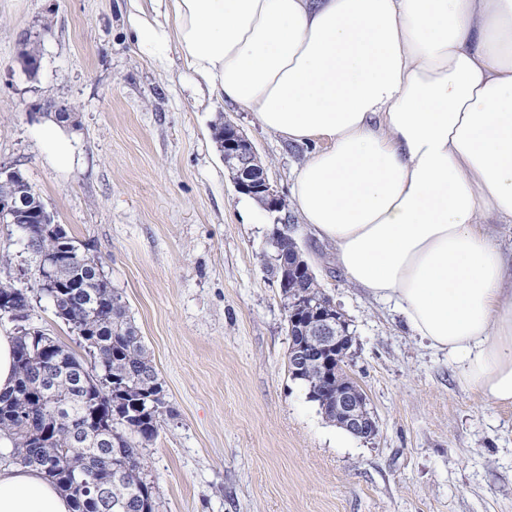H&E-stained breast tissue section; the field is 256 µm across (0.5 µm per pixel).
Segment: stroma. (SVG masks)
Here are the masks:
<instances>
[{"label": "stroma", "mask_w": 512, "mask_h": 512, "mask_svg": "<svg viewBox=\"0 0 512 512\" xmlns=\"http://www.w3.org/2000/svg\"><path fill=\"white\" fill-rule=\"evenodd\" d=\"M163 11L158 0H0V166L19 169L99 260L156 369L165 408L139 445L155 512H512V408L462 389L447 356L313 238L288 202L310 145L199 88L179 53L160 68L138 48L134 18ZM30 36L41 40L32 78ZM62 105L69 121L56 117ZM222 116L249 138L284 209L248 207L236 190L213 135ZM276 224L350 323L346 370L377 421L373 440L329 423L288 373ZM0 254L11 258L0 280L35 289L17 226L0 224ZM32 306L31 326L85 358L48 300Z\"/></svg>", "instance_id": "stroma-1"}]
</instances>
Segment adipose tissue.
Here are the masks:
<instances>
[{"label": "adipose tissue", "mask_w": 512, "mask_h": 512, "mask_svg": "<svg viewBox=\"0 0 512 512\" xmlns=\"http://www.w3.org/2000/svg\"><path fill=\"white\" fill-rule=\"evenodd\" d=\"M139 46L294 143L309 231L394 305L459 385L512 406V0H163ZM0 512H70L37 470L0 467Z\"/></svg>", "instance_id": "obj_1"}]
</instances>
